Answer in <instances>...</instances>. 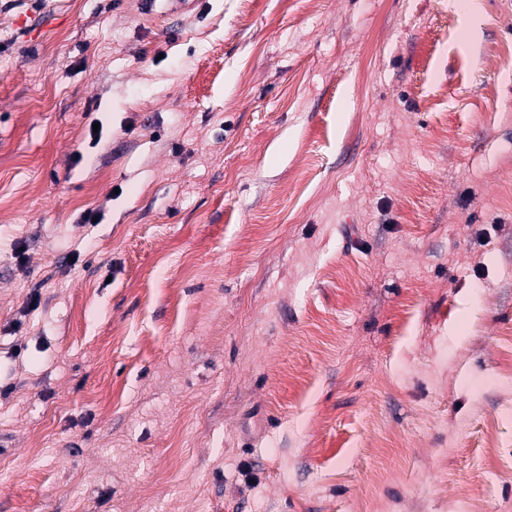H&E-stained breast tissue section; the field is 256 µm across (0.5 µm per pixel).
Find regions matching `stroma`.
Masks as SVG:
<instances>
[{"label": "stroma", "instance_id": "obj_1", "mask_svg": "<svg viewBox=\"0 0 512 512\" xmlns=\"http://www.w3.org/2000/svg\"><path fill=\"white\" fill-rule=\"evenodd\" d=\"M459 3L0 0V512H512V0Z\"/></svg>", "mask_w": 512, "mask_h": 512}]
</instances>
